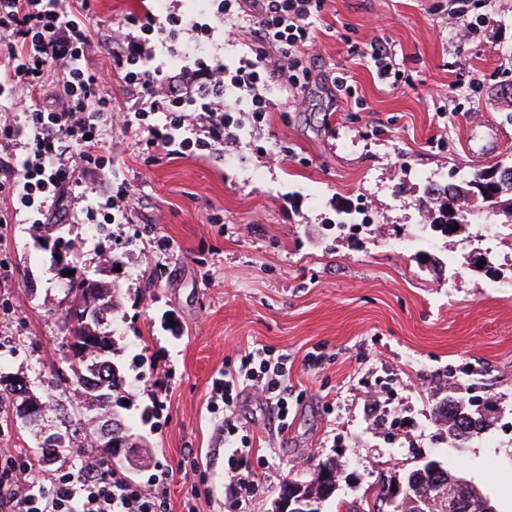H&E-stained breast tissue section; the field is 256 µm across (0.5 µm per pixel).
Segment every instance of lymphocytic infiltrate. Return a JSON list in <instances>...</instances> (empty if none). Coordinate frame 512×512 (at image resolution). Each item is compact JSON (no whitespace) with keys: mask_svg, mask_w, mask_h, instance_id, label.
Instances as JSON below:
<instances>
[{"mask_svg":"<svg viewBox=\"0 0 512 512\" xmlns=\"http://www.w3.org/2000/svg\"><path fill=\"white\" fill-rule=\"evenodd\" d=\"M248 2L241 15L254 58L230 75L201 57H187L175 69L162 59L174 49L176 30L211 38L214 29L206 22L171 15L161 21L148 13L133 19L126 32L98 37L84 22L90 0H0V64L31 92L41 88L46 72L57 70L63 99L57 110L33 103L18 116L0 113V202L23 223H61L70 187L81 184L88 169L111 162L115 127L162 153L221 157L225 142L234 138L224 120L225 85L246 90L253 118L263 119L273 106L266 95L270 82L300 88L323 7V0ZM99 40L112 47L125 107L113 108L100 70L90 63ZM152 112L163 113V126L148 124ZM289 374L287 354L248 351L212 387L224 406V460L236 488L234 512H244L254 486L251 472L241 466L253 444L234 417L240 391L252 388L274 406L280 425H287ZM34 471L33 464L18 465L0 448V512H163L165 506L166 476L145 486L92 453L53 479L46 492L35 491Z\"/></svg>","mask_w":512,"mask_h":512,"instance_id":"obj_1","label":"lymphocytic infiltrate"}]
</instances>
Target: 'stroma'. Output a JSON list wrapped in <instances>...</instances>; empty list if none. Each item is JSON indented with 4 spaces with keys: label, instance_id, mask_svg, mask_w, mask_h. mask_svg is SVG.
<instances>
[{
    "label": "stroma",
    "instance_id": "stroma-1",
    "mask_svg": "<svg viewBox=\"0 0 512 512\" xmlns=\"http://www.w3.org/2000/svg\"><path fill=\"white\" fill-rule=\"evenodd\" d=\"M324 0L314 26L318 59L296 92L269 87L275 106L252 122L226 87L224 111L242 147L223 159L166 155L114 131L124 149L112 184L138 206L129 224H62L66 260L120 293L112 324L124 366L122 414L145 460L131 476L150 484L172 470L165 512H225L224 410L210 402L225 365L265 347L292 363L287 429L243 393L237 414L254 450L248 512H272L284 479L333 458L343 477L322 512H353L382 482L428 459L470 480L496 512H512V282L507 242L465 224L431 230L417 203L423 172L457 183L512 163V0ZM214 0H92L89 28L125 26L146 10L213 20ZM475 25L460 45L458 30ZM387 37L397 72L382 80L358 50ZM204 56L236 69L251 59L243 31L225 28ZM344 77L338 90L335 77ZM363 205L379 232L337 236L341 208ZM430 238L423 249L397 241ZM172 247L159 249V238ZM490 265H467L472 251ZM118 270L106 271L104 252ZM463 264L449 273L447 259ZM67 286L28 224L0 223V373L52 393V365L67 351ZM323 358L309 364L307 355ZM165 389H157V380ZM488 407L490 427L449 447L432 406L448 395ZM71 424L62 460L42 462L40 435L0 409V448L35 466L37 486L74 468L97 428L79 395L61 398Z\"/></svg>",
    "mask_w": 512,
    "mask_h": 512
}]
</instances>
